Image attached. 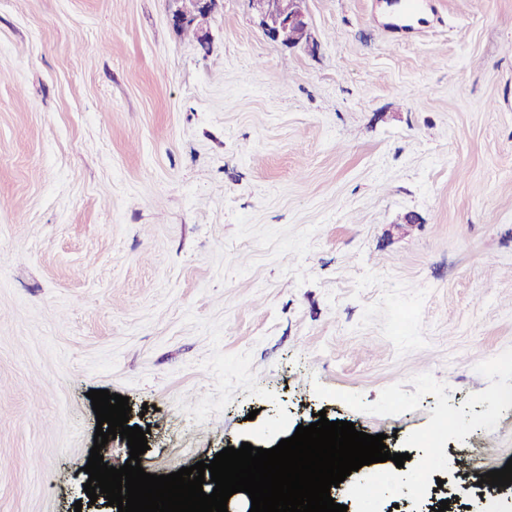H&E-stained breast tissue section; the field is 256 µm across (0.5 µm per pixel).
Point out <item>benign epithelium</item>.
Instances as JSON below:
<instances>
[{
    "label": "benign epithelium",
    "mask_w": 512,
    "mask_h": 512,
    "mask_svg": "<svg viewBox=\"0 0 512 512\" xmlns=\"http://www.w3.org/2000/svg\"><path fill=\"white\" fill-rule=\"evenodd\" d=\"M172 21L176 28L194 30L198 42L205 44L209 34L202 21L211 15L221 0H171ZM254 25L264 36L288 48L313 52L318 47L301 0H246Z\"/></svg>",
    "instance_id": "1"
}]
</instances>
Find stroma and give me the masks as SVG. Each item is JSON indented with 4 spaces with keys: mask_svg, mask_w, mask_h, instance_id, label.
<instances>
[{
    "mask_svg": "<svg viewBox=\"0 0 512 512\" xmlns=\"http://www.w3.org/2000/svg\"><path fill=\"white\" fill-rule=\"evenodd\" d=\"M305 0L316 52L208 44L170 0H0V512L87 502L90 390L128 397L145 472L266 447L316 412L401 447L512 347V0ZM512 459V408L447 441Z\"/></svg>",
    "mask_w": 512,
    "mask_h": 512,
    "instance_id": "stroma-1",
    "label": "stroma"
}]
</instances>
